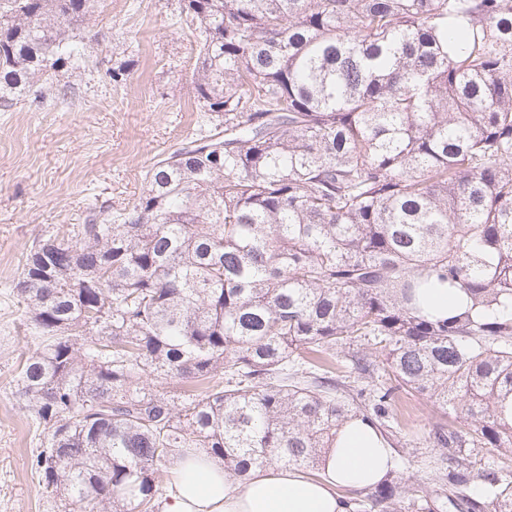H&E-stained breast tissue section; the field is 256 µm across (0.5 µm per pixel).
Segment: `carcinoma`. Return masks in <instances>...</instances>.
<instances>
[{"label": "carcinoma", "mask_w": 512, "mask_h": 512, "mask_svg": "<svg viewBox=\"0 0 512 512\" xmlns=\"http://www.w3.org/2000/svg\"><path fill=\"white\" fill-rule=\"evenodd\" d=\"M93 0H0V111L67 99ZM210 125L129 209L26 256L39 348L13 397L65 512H156L204 451L319 473L348 419L425 397L438 500L388 473L348 512H512V0H179ZM470 306L421 312L433 283Z\"/></svg>", "instance_id": "obj_1"}]
</instances>
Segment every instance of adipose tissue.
<instances>
[{
  "label": "adipose tissue",
  "mask_w": 512,
  "mask_h": 512,
  "mask_svg": "<svg viewBox=\"0 0 512 512\" xmlns=\"http://www.w3.org/2000/svg\"><path fill=\"white\" fill-rule=\"evenodd\" d=\"M394 458L378 430L354 419L337 433L321 478L285 468L256 470L231 482L223 466L199 453L180 459L160 504L161 512H345L340 487L379 482Z\"/></svg>",
  "instance_id": "obj_1"
}]
</instances>
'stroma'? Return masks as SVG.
I'll return each mask as SVG.
<instances>
[{"instance_id": "1", "label": "stroma", "mask_w": 512, "mask_h": 512, "mask_svg": "<svg viewBox=\"0 0 512 512\" xmlns=\"http://www.w3.org/2000/svg\"><path fill=\"white\" fill-rule=\"evenodd\" d=\"M178 14V0H95L81 32L89 62L70 77L74 96L0 112V512L64 509L30 469L43 428L11 394L22 353L35 348L21 323L22 263L39 241L93 213L131 207L158 156L195 130L196 34ZM123 64L125 79L113 82ZM398 407L401 474L434 493L421 463L433 407L405 391Z\"/></svg>"}]
</instances>
